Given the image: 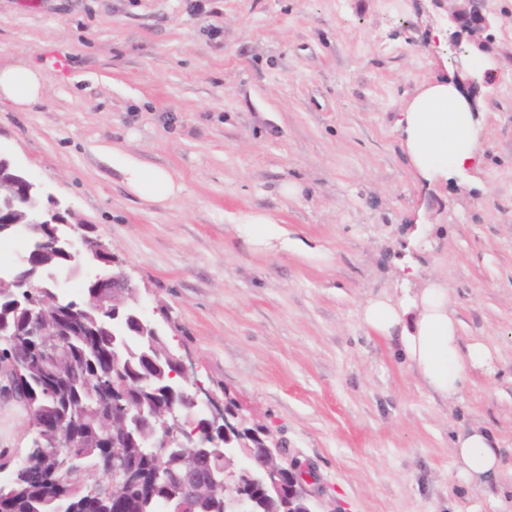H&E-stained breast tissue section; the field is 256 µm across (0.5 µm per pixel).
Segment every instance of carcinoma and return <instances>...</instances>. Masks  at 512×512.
I'll list each match as a JSON object with an SVG mask.
<instances>
[{"mask_svg":"<svg viewBox=\"0 0 512 512\" xmlns=\"http://www.w3.org/2000/svg\"><path fill=\"white\" fill-rule=\"evenodd\" d=\"M38 317L55 331L48 308L18 312L0 306V323L15 334L0 348V362H28L19 376L39 413L74 421L79 439L67 452L78 468L58 469L50 448L28 449L25 458L46 470L58 488L49 494L16 475L3 488L0 512H82V494L90 486L98 489L99 512H159L161 506L176 512L170 497L179 487L192 494L190 512H224L223 494L207 486L224 474V458L213 449L191 448L185 454L181 448L140 447L148 437L145 418L178 406L186 390L170 377L178 366L165 339L144 343L133 318L119 325L88 308L56 334L32 337L27 323ZM126 410H142L145 417L127 420L126 469L114 483L101 467L99 439L112 431V418Z\"/></svg>","mask_w":512,"mask_h":512,"instance_id":"1","label":"carcinoma"}]
</instances>
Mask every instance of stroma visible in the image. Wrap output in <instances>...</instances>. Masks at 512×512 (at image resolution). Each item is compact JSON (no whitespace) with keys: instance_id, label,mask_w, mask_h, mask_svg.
<instances>
[{"instance_id":"35a3bbf8","label":"stroma","mask_w":512,"mask_h":512,"mask_svg":"<svg viewBox=\"0 0 512 512\" xmlns=\"http://www.w3.org/2000/svg\"><path fill=\"white\" fill-rule=\"evenodd\" d=\"M487 8L485 163L426 180L398 120L442 68L433 0H0V68L43 67L35 102L0 101V152L106 243L190 381L285 441L336 512H512V0ZM128 158L181 192L145 202ZM253 211L292 248L253 246ZM432 282L493 356L456 399L360 316ZM475 425L503 462L479 488L451 455ZM31 437L0 397V451Z\"/></svg>"}]
</instances>
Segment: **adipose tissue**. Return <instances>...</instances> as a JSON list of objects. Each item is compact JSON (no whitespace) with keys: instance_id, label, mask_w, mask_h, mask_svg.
Returning a JSON list of instances; mask_svg holds the SVG:
<instances>
[{"instance_id":"adipose-tissue-1","label":"adipose tissue","mask_w":512,"mask_h":512,"mask_svg":"<svg viewBox=\"0 0 512 512\" xmlns=\"http://www.w3.org/2000/svg\"><path fill=\"white\" fill-rule=\"evenodd\" d=\"M40 89L39 69L27 65L0 69V98L24 106L38 98ZM399 124L410 160L424 177L461 173L484 162L479 148L481 122L452 78L430 82L402 111ZM126 172L132 189L150 203L165 202L181 190L169 172L143 168L132 159L126 162ZM360 315L378 335L397 337L408 366L442 397L460 395L471 382L472 370L491 366V352L483 343L461 345L459 322L443 285H430L398 302L385 296L369 299ZM451 452L460 475L475 486L501 468L496 441L478 426L459 434Z\"/></svg>"}]
</instances>
